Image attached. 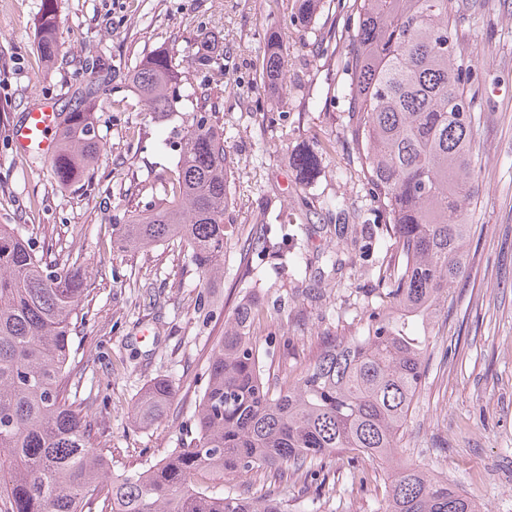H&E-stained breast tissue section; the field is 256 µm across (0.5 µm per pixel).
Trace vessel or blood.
I'll use <instances>...</instances> for the list:
<instances>
[{"mask_svg": "<svg viewBox=\"0 0 512 512\" xmlns=\"http://www.w3.org/2000/svg\"><path fill=\"white\" fill-rule=\"evenodd\" d=\"M62 116L53 101L46 100L27 112L24 120L10 131L18 159L52 157L57 149Z\"/></svg>", "mask_w": 512, "mask_h": 512, "instance_id": "b4317fda", "label": "vessel or blood"}]
</instances>
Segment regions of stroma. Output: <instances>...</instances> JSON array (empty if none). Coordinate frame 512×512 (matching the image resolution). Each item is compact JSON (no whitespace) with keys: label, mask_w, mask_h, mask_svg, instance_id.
Here are the masks:
<instances>
[{"label":"stroma","mask_w":512,"mask_h":512,"mask_svg":"<svg viewBox=\"0 0 512 512\" xmlns=\"http://www.w3.org/2000/svg\"><path fill=\"white\" fill-rule=\"evenodd\" d=\"M353 0H324L303 26L290 25L293 0H57L60 54L36 48L42 0H0V224L64 261L81 255L88 295L74 320L73 350L82 379L71 397L93 441L121 472L147 466L189 443L213 345L239 298L251 293L268 310L256 333L273 367L293 374L328 341L360 331L358 313L385 305L381 253L361 260V225L383 218L358 181L346 127V29ZM451 33L469 47L465 88L481 121L482 174L477 223L468 244L467 278L438 322L426 382L408 417L407 456L481 503L512 512V0H455ZM288 24V99L272 101L258 70L267 26ZM224 53V81L211 91L215 121L233 161L232 204L225 221L239 238L224 252V272L199 287L195 266L175 241L138 252L112 247V233L137 204L151 200L159 178L178 162L165 137L191 120L203 78L190 65L204 43ZM156 51L180 64L184 100L164 115L144 111L126 75ZM109 60L100 77L94 119L103 151L79 181L59 183L48 159L19 160L9 129L51 99L65 109L86 80L88 64ZM323 149L322 172L300 181L292 165L305 144ZM275 216L271 238L283 254L242 258L259 213ZM314 268L296 276L292 253ZM252 275H245L246 265ZM166 378L175 396L167 414L142 427L135 403ZM367 472L359 485L354 476ZM389 465L346 455L325 470L336 491L316 512H377ZM202 484L236 488L252 498L287 499L302 512L313 490L281 467Z\"/></svg>","instance_id":"35a3bbf8"}]
</instances>
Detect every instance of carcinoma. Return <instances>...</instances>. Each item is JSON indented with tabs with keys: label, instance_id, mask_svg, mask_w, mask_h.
<instances>
[{
	"label": "carcinoma",
	"instance_id": "cac0c4a2",
	"mask_svg": "<svg viewBox=\"0 0 512 512\" xmlns=\"http://www.w3.org/2000/svg\"><path fill=\"white\" fill-rule=\"evenodd\" d=\"M56 2L43 0L37 20V50L49 61L59 52ZM321 8L322 0H295L291 22L304 25ZM453 11V0H354L346 31L347 128L358 150L357 176L388 223L385 237L368 245L389 254L381 278L389 306L365 311L358 335L328 342L290 383L266 373L254 336L263 302L242 298L211 349L196 437L154 463L113 473L67 394L71 326L87 292L80 257L49 263L13 225L0 224V512H286L276 498H246L198 477L277 465L307 483L343 451L352 462L391 464L379 512H479L466 493L403 459L401 445L425 383L432 326L468 269L481 176L463 80L467 48L452 38ZM286 39L280 26L263 37L260 77L274 91L284 86ZM194 65L207 84L223 81L220 59L201 55ZM129 82L146 111H177L173 55L147 56ZM207 99L204 90L159 196L112 236V246L126 252L176 240L204 279L223 270L234 234L224 223V128L212 121ZM96 101L90 84L67 112L51 161L63 183L84 175L102 151ZM321 161L316 148L293 157L303 181L320 172ZM173 398L168 380L153 381L140 395L136 420L149 425Z\"/></svg>",
	"mask_w": 512,
	"mask_h": 512
}]
</instances>
